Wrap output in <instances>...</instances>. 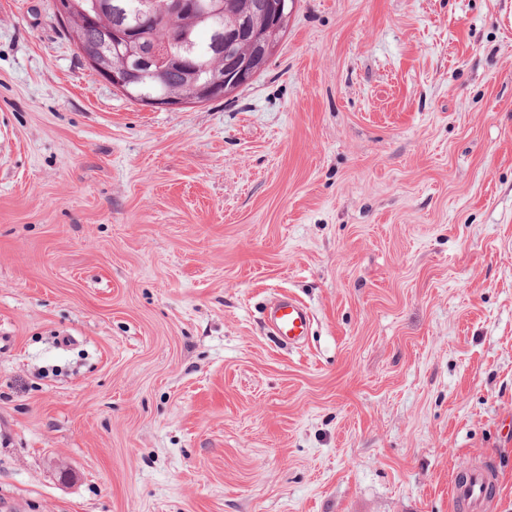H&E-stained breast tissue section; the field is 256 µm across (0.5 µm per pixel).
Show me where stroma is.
<instances>
[{"label":"stroma","mask_w":512,"mask_h":512,"mask_svg":"<svg viewBox=\"0 0 512 512\" xmlns=\"http://www.w3.org/2000/svg\"><path fill=\"white\" fill-rule=\"evenodd\" d=\"M55 13L0 0V512H512V0H296L172 108ZM284 2V0H278V2H274V4L259 6L261 8L260 13L263 12L265 15H267L266 30L260 35L259 38L261 45V50H259L258 54V60L261 59V62L259 63L260 68L264 66L268 44L277 32L279 24L284 17ZM264 320L273 336L288 346L303 343L310 335L312 316L308 306L293 296H281L268 303ZM493 480L496 483V473L485 465L469 467L464 480L456 475L451 489L455 509L460 512H485L488 501L486 491Z\"/></svg>","instance_id":"1"}]
</instances>
